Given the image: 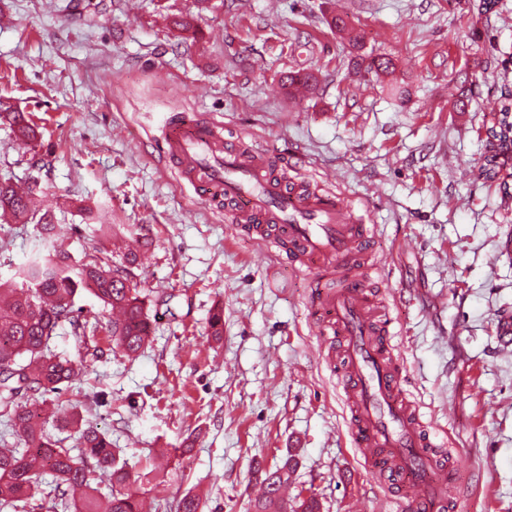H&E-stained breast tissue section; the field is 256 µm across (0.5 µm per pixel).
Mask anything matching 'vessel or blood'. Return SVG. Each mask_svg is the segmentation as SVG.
Listing matches in <instances>:
<instances>
[{
    "mask_svg": "<svg viewBox=\"0 0 512 512\" xmlns=\"http://www.w3.org/2000/svg\"><path fill=\"white\" fill-rule=\"evenodd\" d=\"M160 147L194 187L235 203L238 230L258 223L264 241L331 280L316 292L313 308L320 329L335 332L346 360L355 444L377 475L400 472L406 489L392 499V512H443L453 473L437 463L439 431L423 424L403 397L401 373L376 320L379 302L356 272L357 256L372 247L362 216L336 196L287 191L266 153L226 150L214 120L178 121Z\"/></svg>",
    "mask_w": 512,
    "mask_h": 512,
    "instance_id": "b4317fda",
    "label": "vessel or blood"
}]
</instances>
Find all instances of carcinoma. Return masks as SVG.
<instances>
[{
	"instance_id": "cac0c4a2",
	"label": "carcinoma",
	"mask_w": 512,
	"mask_h": 512,
	"mask_svg": "<svg viewBox=\"0 0 512 512\" xmlns=\"http://www.w3.org/2000/svg\"><path fill=\"white\" fill-rule=\"evenodd\" d=\"M0 122L22 142L38 139V128L28 113L0 108ZM488 154L486 179L499 190L512 194V171L499 157L512 150V87L500 91L498 108L486 126ZM42 193L40 177L31 175L19 186L0 180V218L20 224H36L44 233L52 229L48 212L33 207ZM138 248L119 255V265L109 268L99 256L80 261L61 244L50 242L15 273L9 284L0 282V418L9 438L0 442V508L21 512H142L146 475L135 474L119 463L110 437L82 417L72 414L65 425L73 430L76 445L53 433L49 426L59 421V404L50 398L80 374L76 361L52 349L57 328L67 323L82 342L89 343L98 326L80 319L75 298L87 291L109 307L108 327L113 347L126 356H136L151 341L147 299L132 280L138 265ZM109 473L108 492L92 486L90 469ZM48 469L54 480L46 487L37 481ZM293 466L289 460L265 473V493L254 501L253 512H288L284 499L275 497L288 486ZM199 494L187 491L155 505L154 512H203Z\"/></svg>"
}]
</instances>
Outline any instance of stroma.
Masks as SVG:
<instances>
[{
    "instance_id": "stroma-1",
    "label": "stroma",
    "mask_w": 512,
    "mask_h": 512,
    "mask_svg": "<svg viewBox=\"0 0 512 512\" xmlns=\"http://www.w3.org/2000/svg\"><path fill=\"white\" fill-rule=\"evenodd\" d=\"M195 0H0V104L42 127L35 146L0 126V177L40 174L38 209L75 258L117 251L103 224L149 240L134 270L150 290L152 340L138 356L69 325L54 349L83 375L58 400L107 431L147 502L187 490L204 512H248L262 470L292 458L289 502L387 512L350 436L336 338L313 317V275L235 231L157 147L183 117H213L224 144L270 154L288 188L365 208L366 284L387 306L385 339L423 423L448 432L456 512H512V198L486 182L485 129L512 83V0H209L196 41L170 16ZM342 14L358 43L332 30ZM392 58L367 75L356 62ZM317 72L288 94L290 70ZM465 97V111L454 102ZM36 225L0 226V278L43 251ZM222 309L224 335L208 321Z\"/></svg>"
}]
</instances>
